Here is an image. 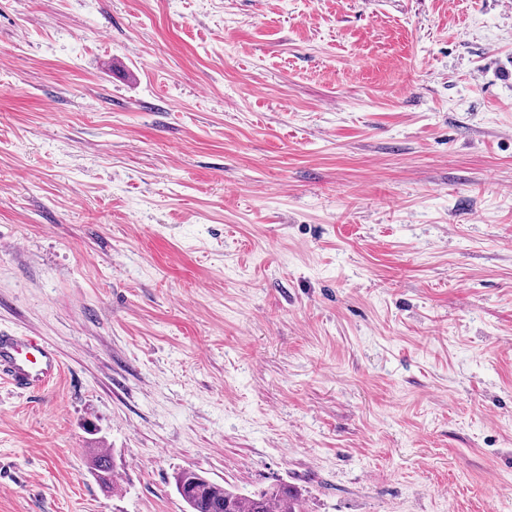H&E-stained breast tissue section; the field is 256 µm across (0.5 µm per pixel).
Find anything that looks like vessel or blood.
Segmentation results:
<instances>
[{
    "mask_svg": "<svg viewBox=\"0 0 512 512\" xmlns=\"http://www.w3.org/2000/svg\"><path fill=\"white\" fill-rule=\"evenodd\" d=\"M56 353L33 336L0 331V381L18 393L37 391L60 373Z\"/></svg>",
    "mask_w": 512,
    "mask_h": 512,
    "instance_id": "obj_1",
    "label": "vessel or blood"
}]
</instances>
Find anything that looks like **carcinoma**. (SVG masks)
Listing matches in <instances>:
<instances>
[{
	"instance_id": "1",
	"label": "carcinoma",
	"mask_w": 512,
	"mask_h": 512,
	"mask_svg": "<svg viewBox=\"0 0 512 512\" xmlns=\"http://www.w3.org/2000/svg\"><path fill=\"white\" fill-rule=\"evenodd\" d=\"M92 466L104 485L114 484L112 463L106 453L96 450ZM176 489L189 512H302L298 492L286 485L244 496L195 471L184 470L176 477Z\"/></svg>"
}]
</instances>
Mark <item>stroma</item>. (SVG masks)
Returning a JSON list of instances; mask_svg holds the SVG:
<instances>
[{
    "mask_svg": "<svg viewBox=\"0 0 512 512\" xmlns=\"http://www.w3.org/2000/svg\"><path fill=\"white\" fill-rule=\"evenodd\" d=\"M0 329V512H512V0H0ZM56 353L34 336L0 331V381L17 393L37 391L60 373ZM176 489L189 512H302L298 492L286 485L244 496L195 471L183 470L176 477Z\"/></svg>",
    "mask_w": 512,
    "mask_h": 512,
    "instance_id": "stroma-1",
    "label": "stroma"
}]
</instances>
